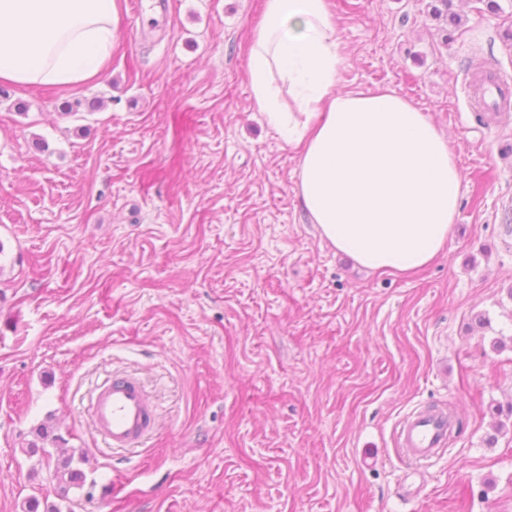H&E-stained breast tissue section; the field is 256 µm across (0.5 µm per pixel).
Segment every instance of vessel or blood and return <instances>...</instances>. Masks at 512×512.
Returning a JSON list of instances; mask_svg holds the SVG:
<instances>
[{
    "label": "vessel or blood",
    "mask_w": 512,
    "mask_h": 512,
    "mask_svg": "<svg viewBox=\"0 0 512 512\" xmlns=\"http://www.w3.org/2000/svg\"><path fill=\"white\" fill-rule=\"evenodd\" d=\"M466 95L480 105L486 124L502 121L512 113V80L492 64H484L466 82ZM94 433L109 448H127L144 440L156 422V412L140 382L124 375L113 376L97 388L89 401ZM399 439L404 452L426 460L448 444V415L421 410L404 421Z\"/></svg>",
    "instance_id": "obj_1"
}]
</instances>
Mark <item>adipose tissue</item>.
Instances as JSON below:
<instances>
[{"label": "adipose tissue", "instance_id": "ef3b65f1", "mask_svg": "<svg viewBox=\"0 0 512 512\" xmlns=\"http://www.w3.org/2000/svg\"><path fill=\"white\" fill-rule=\"evenodd\" d=\"M119 0H0V82L69 89L112 57ZM330 0H264L251 33L253 99L299 152L297 195L336 250L372 271L433 262L456 222L462 172L446 133L389 88L344 90Z\"/></svg>", "mask_w": 512, "mask_h": 512}]
</instances>
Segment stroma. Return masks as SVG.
Wrapping results in <instances>:
<instances>
[{
    "label": "stroma",
    "mask_w": 512,
    "mask_h": 512,
    "mask_svg": "<svg viewBox=\"0 0 512 512\" xmlns=\"http://www.w3.org/2000/svg\"><path fill=\"white\" fill-rule=\"evenodd\" d=\"M261 2L122 0L97 80L0 84V512H512V116L482 129L463 90L472 60L512 77V0H452L454 31L434 0H331L341 87L430 113L463 173L406 276L310 224L250 89ZM117 372L158 415L129 451L86 411ZM435 406L453 434L412 461L397 431ZM73 461L74 456L59 458L54 469V478L62 497H67L71 488H80L85 482L84 473L72 466Z\"/></svg>",
    "instance_id": "1"
}]
</instances>
